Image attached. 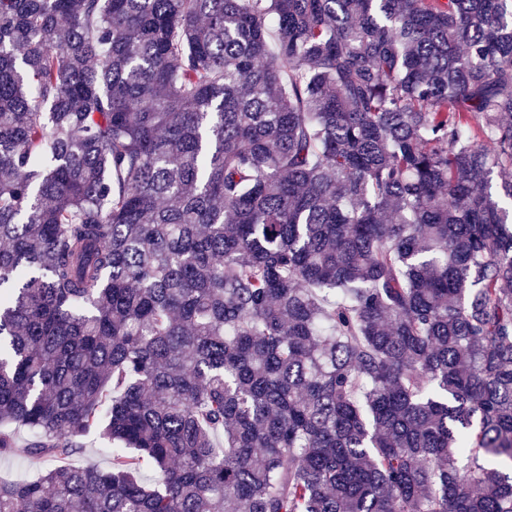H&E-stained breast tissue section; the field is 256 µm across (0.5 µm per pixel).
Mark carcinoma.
I'll return each instance as SVG.
<instances>
[{
  "label": "carcinoma",
  "mask_w": 512,
  "mask_h": 512,
  "mask_svg": "<svg viewBox=\"0 0 512 512\" xmlns=\"http://www.w3.org/2000/svg\"><path fill=\"white\" fill-rule=\"evenodd\" d=\"M511 170L512 0H0V512H512ZM18 446L14 453L5 458H0V478L5 480H23L32 477L37 472L39 463L31 460L24 448L29 435L18 431ZM88 448H84L83 454L75 459L78 464H91L100 468H106L110 462V445L99 440H89Z\"/></svg>",
  "instance_id": "1"
}]
</instances>
